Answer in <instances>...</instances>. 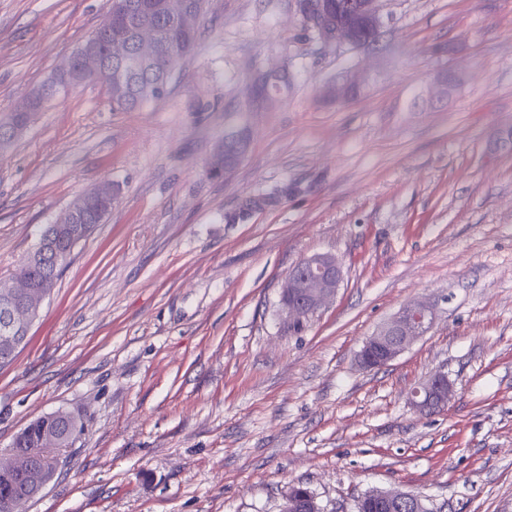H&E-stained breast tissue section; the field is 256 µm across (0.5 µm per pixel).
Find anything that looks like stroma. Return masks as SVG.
Listing matches in <instances>:
<instances>
[{"instance_id": "1", "label": "stroma", "mask_w": 512, "mask_h": 512, "mask_svg": "<svg viewBox=\"0 0 512 512\" xmlns=\"http://www.w3.org/2000/svg\"><path fill=\"white\" fill-rule=\"evenodd\" d=\"M109 7L0 0V116ZM381 11L377 46L325 48L296 0H208L165 98L115 112L86 85L0 152V280L83 191H117L0 369V453L59 409L83 426L24 512H281L297 484L322 512H356L372 489L512 512V0ZM444 66L460 86L432 84ZM278 67L281 100L252 109L251 77ZM349 70L361 93L322 100ZM242 128L245 156L211 176ZM314 253L343 281L296 322L281 289ZM420 297L430 332L361 367L368 336ZM436 371L455 394L420 412Z\"/></svg>"}]
</instances>
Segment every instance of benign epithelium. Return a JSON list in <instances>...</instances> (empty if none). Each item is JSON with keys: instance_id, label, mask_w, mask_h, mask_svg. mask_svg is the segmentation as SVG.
<instances>
[{"instance_id": "benign-epithelium-1", "label": "benign epithelium", "mask_w": 512, "mask_h": 512, "mask_svg": "<svg viewBox=\"0 0 512 512\" xmlns=\"http://www.w3.org/2000/svg\"><path fill=\"white\" fill-rule=\"evenodd\" d=\"M163 8L171 14L183 29L192 31L199 26L200 15L187 3V0H164ZM298 12L314 26L317 40L324 46L366 47L369 42L379 40L383 28L379 0H298ZM114 10H109L106 20L89 35L79 46L76 61L82 74V80L59 83L51 78L49 83L54 90L70 93L86 83H99L107 73V61L98 53L94 45L101 35L112 30ZM128 39L137 42L139 52L128 55L123 41L110 44V55L122 59L119 72L114 74L115 81L124 84L140 67L153 62L156 48L151 34L146 30L134 28ZM285 73L268 71L259 73L253 83L252 102L256 107L272 105L273 99L260 93V88L268 81L282 79ZM360 89V83L353 75H345L322 89V97L336 105H343L354 98ZM36 113L25 112L19 108L13 110L0 121V148L6 149L21 136L33 123ZM242 142L224 141V171L232 170L245 155L247 137L239 135ZM112 184H102L85 191L76 203L71 205L51 224V231L30 251L26 262L30 266L40 264L49 255L55 256L58 263L71 259L76 247L88 237L92 225L80 226L82 209L96 205L99 211H108L112 207ZM342 280L340 262L331 254L317 253L303 258L292 267L284 283L281 295L282 308L288 316L300 319L321 308L335 294ZM53 293L49 282L36 283L26 275H15L8 282L0 281V343H4V352L0 363L9 361L12 355L25 343L33 322L39 317L43 305ZM435 306L427 301L418 300L405 304L386 325L368 337L359 354L360 363L368 368L387 364L403 353L415 340L426 335L435 320ZM454 394L453 384L443 373L432 375L415 392V405L422 411L434 412L448 403ZM29 451L24 448L10 450V458L0 460V475L11 477L29 476L37 483L47 474L33 469ZM372 503L381 506L394 504L406 506L413 512H426L422 500L412 494L399 490H369L365 492L359 504Z\"/></svg>"}]
</instances>
